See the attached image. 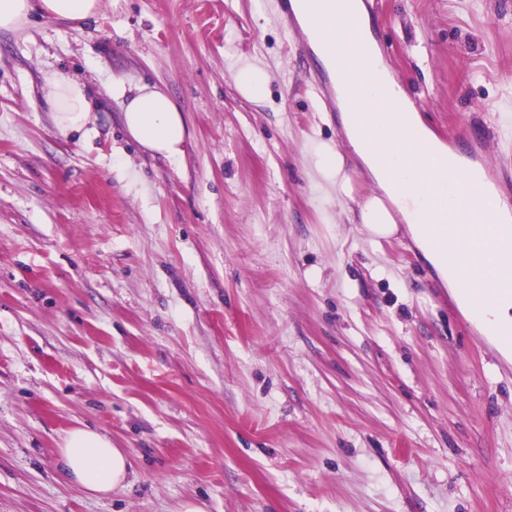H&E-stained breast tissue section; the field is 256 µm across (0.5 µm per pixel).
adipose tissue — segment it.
I'll return each instance as SVG.
<instances>
[{
    "label": "adipose tissue",
    "mask_w": 512,
    "mask_h": 512,
    "mask_svg": "<svg viewBox=\"0 0 512 512\" xmlns=\"http://www.w3.org/2000/svg\"><path fill=\"white\" fill-rule=\"evenodd\" d=\"M100 0H0V31H24L33 14L40 13L73 27L94 18ZM342 132L355 157L377 188L360 208V220L373 238L393 236L406 228L424 258L478 330L493 339L502 354L512 353V280L500 282V248L491 224L482 222L468 201L448 202V176L435 170L429 191H421L419 173L412 169L407 149L386 136L399 124L414 127L423 140H431L415 110L394 111L386 91L396 90L392 75H385L381 91L363 98L356 110L346 106L347 91L333 83ZM43 97L56 130L66 136L88 129L97 119L84 85L54 74L44 82ZM122 101V122L127 135L147 153L168 160L180 158L189 137L186 118L164 90L146 83L112 86ZM374 128L379 137L365 145L362 132ZM459 253L463 263L479 268L470 281H461L450 261ZM58 472L70 484L93 497H105L126 486L132 464L125 449L114 447L106 435L82 426L69 430L59 449Z\"/></svg>",
    "instance_id": "ef3b65f1"
}]
</instances>
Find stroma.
Instances as JSON below:
<instances>
[{"label": "stroma", "instance_id": "stroma-1", "mask_svg": "<svg viewBox=\"0 0 512 512\" xmlns=\"http://www.w3.org/2000/svg\"><path fill=\"white\" fill-rule=\"evenodd\" d=\"M268 2L102 0L79 30L0 33V512H512V361L409 237L352 221L375 187ZM368 13L423 122L512 177V0ZM55 73L94 132L55 129ZM116 81L171 95L180 159L128 137ZM78 425L132 458L109 497L58 474ZM42 92L60 135L85 132L90 125L95 124L97 115L92 112V103L81 82L62 74H54L45 79Z\"/></svg>", "mask_w": 512, "mask_h": 512}]
</instances>
